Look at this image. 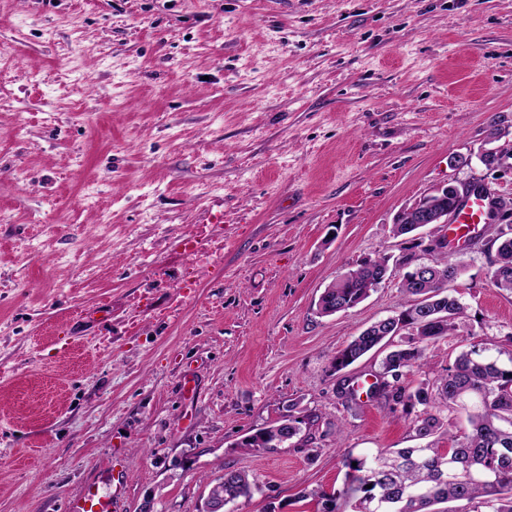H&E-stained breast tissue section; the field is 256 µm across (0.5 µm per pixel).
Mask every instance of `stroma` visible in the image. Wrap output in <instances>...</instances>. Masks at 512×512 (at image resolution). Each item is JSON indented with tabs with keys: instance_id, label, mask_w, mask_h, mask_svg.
I'll use <instances>...</instances> for the list:
<instances>
[{
	"instance_id": "obj_1",
	"label": "stroma",
	"mask_w": 512,
	"mask_h": 512,
	"mask_svg": "<svg viewBox=\"0 0 512 512\" xmlns=\"http://www.w3.org/2000/svg\"><path fill=\"white\" fill-rule=\"evenodd\" d=\"M0 512H200L225 470L236 512H319L344 452L417 446L380 398L381 353L331 359L400 311L394 218L480 182L512 198V0H0ZM218 220L224 257L184 235ZM454 252L464 310L410 384L464 350L512 362V293L487 278L497 225ZM386 280L324 317L339 274ZM312 423L240 448L289 405ZM387 272L388 258L385 256L362 261L336 278V288L328 286L324 289L318 300L319 314L330 316L355 307L382 283ZM262 491L261 486L249 474L237 470H225L223 478L216 480L209 490L213 498L224 495V500L219 502H205L204 512H224V501L236 502L240 498H252L255 493ZM69 510L70 512H112V510H116V503L109 497L87 492L74 500Z\"/></svg>"
}]
</instances>
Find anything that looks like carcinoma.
<instances>
[{"label": "carcinoma", "instance_id": "cac0c4a2", "mask_svg": "<svg viewBox=\"0 0 512 512\" xmlns=\"http://www.w3.org/2000/svg\"><path fill=\"white\" fill-rule=\"evenodd\" d=\"M495 255L489 261L492 286L512 292V236L498 237ZM401 290L402 310L364 329L332 359V367L342 371L377 347L392 346L382 360L369 395L381 396L392 409H402L409 428L419 438L436 434L444 422L441 409H452L465 400L474 402L468 413V427L448 435L447 455L473 475H453L438 462L441 449L398 448L381 450L375 456L344 453L346 468L340 496L351 503L353 512L378 507V512H433L431 507L448 500H479L487 512H512V366L485 359L478 351L461 352L448 367V373L434 380H421L415 386L403 377L421 366L429 346L454 334L462 314L459 300L448 293V284L460 275L453 252L437 251L426 262L432 276L411 279L414 264L405 257ZM388 272L385 256L362 261L356 268L338 276L335 287L324 289L318 300L319 314L345 312L370 296ZM421 412L414 413L416 407ZM296 404L278 424L246 436L240 447L277 448L297 436L301 420L293 414ZM262 492L249 474L224 471L209 490L212 497L229 501L251 498Z\"/></svg>", "mask_w": 512, "mask_h": 512}]
</instances>
